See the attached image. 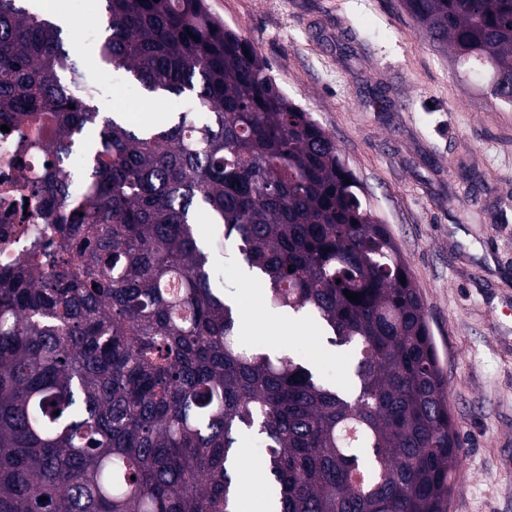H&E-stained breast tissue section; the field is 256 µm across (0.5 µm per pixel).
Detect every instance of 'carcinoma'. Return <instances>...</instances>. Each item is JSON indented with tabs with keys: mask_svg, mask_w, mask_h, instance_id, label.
<instances>
[{
	"mask_svg": "<svg viewBox=\"0 0 512 512\" xmlns=\"http://www.w3.org/2000/svg\"><path fill=\"white\" fill-rule=\"evenodd\" d=\"M28 2L0 0V119L46 131L30 189L58 245L37 233L0 270V512H238L250 436L274 512H448L459 444L434 337L332 138L206 0H105L99 60L191 104L146 129L98 111ZM402 2L512 105V0ZM202 216L273 307L322 326L348 384L240 335ZM245 459V470L246 473H250L256 468H262V471L265 473L264 469V452L263 448H261V444L258 440H254L250 442L247 450H246V458H245V448H243L237 458H236V464L237 467H239Z\"/></svg>",
	"mask_w": 512,
	"mask_h": 512,
	"instance_id": "cac0c4a2",
	"label": "carcinoma"
}]
</instances>
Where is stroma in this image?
Returning a JSON list of instances; mask_svg holds the SVG:
<instances>
[{
    "label": "stroma",
    "instance_id": "obj_1",
    "mask_svg": "<svg viewBox=\"0 0 512 512\" xmlns=\"http://www.w3.org/2000/svg\"><path fill=\"white\" fill-rule=\"evenodd\" d=\"M67 48L99 85L101 111L136 124L185 111L173 96L118 99L95 42L102 0H65ZM270 65L279 88L335 140L418 286L448 385L461 465L449 512H512V107L486 79L435 47L401 0H206ZM215 285L251 289L242 336L287 343L335 382L346 379L318 326L269 307L237 243L215 247Z\"/></svg>",
    "mask_w": 512,
    "mask_h": 512
}]
</instances>
